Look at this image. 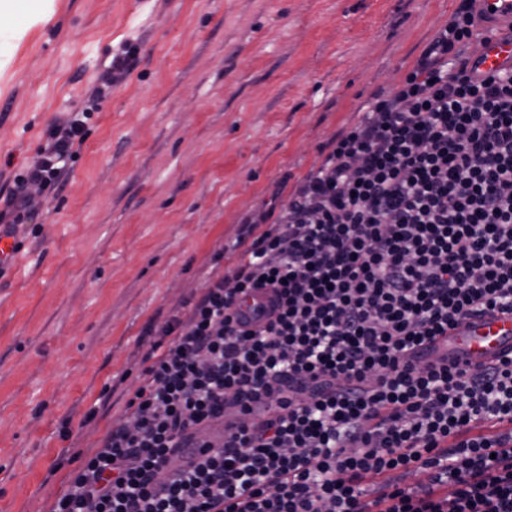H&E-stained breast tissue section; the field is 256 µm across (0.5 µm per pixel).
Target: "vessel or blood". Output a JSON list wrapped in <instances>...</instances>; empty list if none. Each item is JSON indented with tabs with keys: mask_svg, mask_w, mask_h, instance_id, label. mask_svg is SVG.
Segmentation results:
<instances>
[{
	"mask_svg": "<svg viewBox=\"0 0 512 512\" xmlns=\"http://www.w3.org/2000/svg\"><path fill=\"white\" fill-rule=\"evenodd\" d=\"M484 16L478 44L471 60L476 72L512 68V0H477ZM272 294L257 291L240 310L244 328L254 329L266 322ZM429 356L447 358L460 368L477 366L512 354V316L490 313L472 318L449 331L447 338L432 344Z\"/></svg>",
	"mask_w": 512,
	"mask_h": 512,
	"instance_id": "b4317fda",
	"label": "vessel or blood"
}]
</instances>
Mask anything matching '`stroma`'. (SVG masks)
Listing matches in <instances>:
<instances>
[{
    "instance_id": "35a3bbf8",
    "label": "stroma",
    "mask_w": 512,
    "mask_h": 512,
    "mask_svg": "<svg viewBox=\"0 0 512 512\" xmlns=\"http://www.w3.org/2000/svg\"><path fill=\"white\" fill-rule=\"evenodd\" d=\"M459 0H53L0 34V197L129 41L0 275V512H50L142 382L155 329L233 272L246 216L393 90ZM23 38H14V31Z\"/></svg>"
}]
</instances>
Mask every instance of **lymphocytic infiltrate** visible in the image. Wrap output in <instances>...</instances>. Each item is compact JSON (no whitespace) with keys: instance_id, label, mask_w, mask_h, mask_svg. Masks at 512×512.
Segmentation results:
<instances>
[{"instance_id":"f902f5d3","label":"lymphocytic infiltrate","mask_w":512,"mask_h":512,"mask_svg":"<svg viewBox=\"0 0 512 512\" xmlns=\"http://www.w3.org/2000/svg\"><path fill=\"white\" fill-rule=\"evenodd\" d=\"M475 3L266 229L244 223L235 273L162 326L126 421L51 512H512V355L472 370L422 355L463 320L512 313V70H471ZM137 54L125 44L48 128L0 224L28 223V186L58 182ZM266 287L269 320L242 329Z\"/></svg>"}]
</instances>
